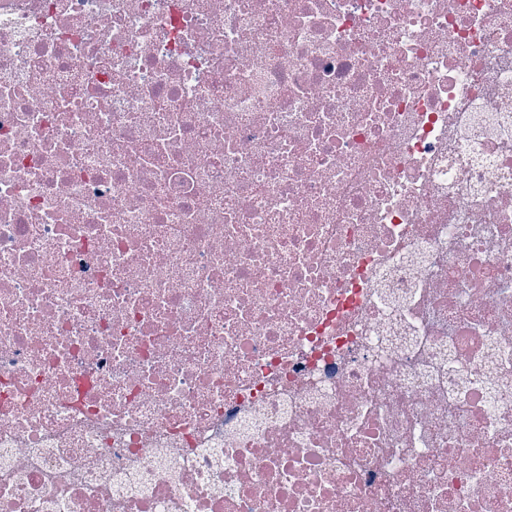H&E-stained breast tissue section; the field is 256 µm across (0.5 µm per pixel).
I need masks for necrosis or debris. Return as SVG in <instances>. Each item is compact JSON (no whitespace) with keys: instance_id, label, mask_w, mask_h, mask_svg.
Here are the masks:
<instances>
[{"instance_id":"necrosis-or-debris-1","label":"necrosis or debris","mask_w":512,"mask_h":512,"mask_svg":"<svg viewBox=\"0 0 512 512\" xmlns=\"http://www.w3.org/2000/svg\"><path fill=\"white\" fill-rule=\"evenodd\" d=\"M0 512H512V0H0Z\"/></svg>"}]
</instances>
